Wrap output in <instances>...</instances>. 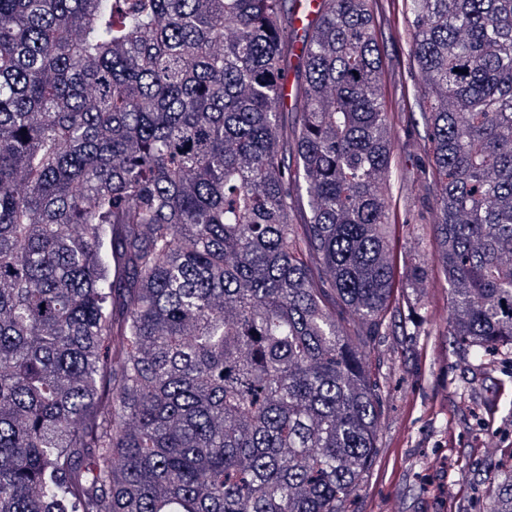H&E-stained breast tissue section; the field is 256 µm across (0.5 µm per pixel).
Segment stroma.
Segmentation results:
<instances>
[{
    "label": "stroma",
    "mask_w": 512,
    "mask_h": 512,
    "mask_svg": "<svg viewBox=\"0 0 512 512\" xmlns=\"http://www.w3.org/2000/svg\"><path fill=\"white\" fill-rule=\"evenodd\" d=\"M385 108L395 115L394 167L387 184L400 274L425 277L408 295L417 328L396 323L379 337L369 370L386 392L375 463L350 512H478L491 471L512 457V364L491 372L435 335L448 323L450 293L436 244L421 229L438 188L424 177L429 144L420 116L425 80L412 53L404 0H374Z\"/></svg>",
    "instance_id": "35a3bbf8"
}]
</instances>
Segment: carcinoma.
Wrapping results in <instances>:
<instances>
[{
  "label": "carcinoma",
  "mask_w": 512,
  "mask_h": 512,
  "mask_svg": "<svg viewBox=\"0 0 512 512\" xmlns=\"http://www.w3.org/2000/svg\"><path fill=\"white\" fill-rule=\"evenodd\" d=\"M286 3L0 0V512H347L372 468L366 359L413 310L395 116L368 0L301 33ZM406 8L447 333L482 365L512 354V0Z\"/></svg>",
  "instance_id": "carcinoma-1"
}]
</instances>
